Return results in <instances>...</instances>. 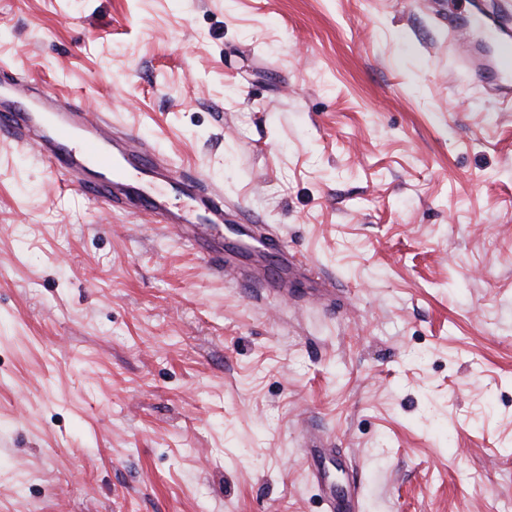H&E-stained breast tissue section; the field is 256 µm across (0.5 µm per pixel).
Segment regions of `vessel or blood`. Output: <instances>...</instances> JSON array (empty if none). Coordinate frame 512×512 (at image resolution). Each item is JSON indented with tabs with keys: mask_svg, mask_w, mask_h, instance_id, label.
Returning a JSON list of instances; mask_svg holds the SVG:
<instances>
[{
	"mask_svg": "<svg viewBox=\"0 0 512 512\" xmlns=\"http://www.w3.org/2000/svg\"><path fill=\"white\" fill-rule=\"evenodd\" d=\"M437 18L453 33L472 22L494 33L488 53L469 48L459 64L473 81L512 104V13L494 5L469 20L444 6ZM0 137L32 149L49 172L60 175L82 196L102 201L114 211L134 206L155 223L177 227L217 266H224L233 251L224 242L229 218L223 189L202 186L192 175H174L136 132L117 133L109 113L89 111L75 100L42 96L35 88L7 78L0 81ZM255 243L278 255L283 273L268 279L251 272L245 276L247 285L285 295L310 274V265L289 254L280 239L259 237Z\"/></svg>",
	"mask_w": 512,
	"mask_h": 512,
	"instance_id": "vessel-or-blood-1",
	"label": "vessel or blood"
}]
</instances>
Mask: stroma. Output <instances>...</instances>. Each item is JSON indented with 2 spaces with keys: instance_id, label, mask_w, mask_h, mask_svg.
Here are the masks:
<instances>
[{
  "instance_id": "obj_1",
  "label": "stroma",
  "mask_w": 512,
  "mask_h": 512,
  "mask_svg": "<svg viewBox=\"0 0 512 512\" xmlns=\"http://www.w3.org/2000/svg\"><path fill=\"white\" fill-rule=\"evenodd\" d=\"M437 8L0 0L8 75L335 290H248L0 138V512H512V109Z\"/></svg>"
}]
</instances>
